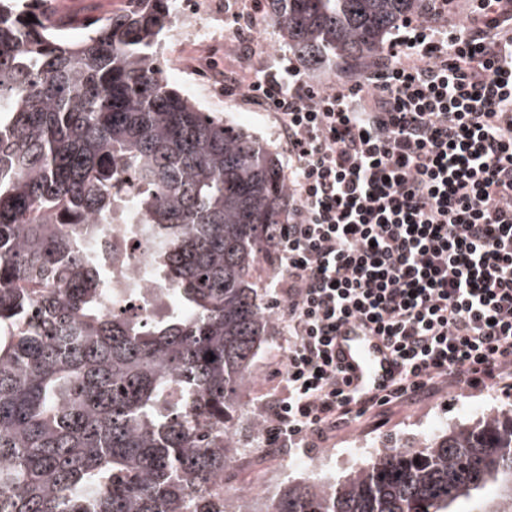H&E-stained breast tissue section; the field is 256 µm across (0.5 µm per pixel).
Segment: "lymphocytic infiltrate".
Wrapping results in <instances>:
<instances>
[{"label":"lymphocytic infiltrate","instance_id":"obj_1","mask_svg":"<svg viewBox=\"0 0 512 512\" xmlns=\"http://www.w3.org/2000/svg\"><path fill=\"white\" fill-rule=\"evenodd\" d=\"M457 2L428 0L352 79L314 89L290 66L244 91L288 146L262 447L316 448L446 389L512 395V0ZM357 318L401 365L361 399L330 349Z\"/></svg>","mask_w":512,"mask_h":512}]
</instances>
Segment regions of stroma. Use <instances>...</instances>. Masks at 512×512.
I'll return each mask as SVG.
<instances>
[{
    "label": "stroma",
    "mask_w": 512,
    "mask_h": 512,
    "mask_svg": "<svg viewBox=\"0 0 512 512\" xmlns=\"http://www.w3.org/2000/svg\"><path fill=\"white\" fill-rule=\"evenodd\" d=\"M231 28L229 19L219 20L205 48L212 89L222 98L217 113L250 131L275 152L280 161H287L288 148L277 132L278 122L273 111L247 99L243 94L244 87L255 73L289 63L299 66L304 75L320 85L328 83L334 74L329 66L299 61L285 44L280 27L265 12L249 14L243 35L248 39L246 50L252 63L247 73L238 80H231L225 71ZM281 353L280 331L275 328L253 363L252 383L246 396L249 416L242 419L237 432L240 463L228 471L225 480L231 490H251V498L239 503L242 512H251L252 508L279 493L287 483L316 476L340 478L351 468L369 460L375 449L419 447L424 434L438 425L479 416L487 408L504 406L507 401L506 396L497 391L463 395L444 393L362 421L348 434L330 439L324 447L307 452L272 453L260 447L249 417L257 413L261 398L276 391L279 382L276 370Z\"/></svg>",
    "instance_id": "obj_1"
}]
</instances>
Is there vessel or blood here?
Instances as JSON below:
<instances>
[{"label": "vessel or blood", "mask_w": 512, "mask_h": 512, "mask_svg": "<svg viewBox=\"0 0 512 512\" xmlns=\"http://www.w3.org/2000/svg\"><path fill=\"white\" fill-rule=\"evenodd\" d=\"M333 350L346 388L356 394L379 389L399 370L388 342L360 320L341 328Z\"/></svg>", "instance_id": "vessel-or-blood-1"}]
</instances>
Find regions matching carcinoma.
Instances as JSON below:
<instances>
[{"instance_id": "cac0c4a2", "label": "carcinoma", "mask_w": 512, "mask_h": 512, "mask_svg": "<svg viewBox=\"0 0 512 512\" xmlns=\"http://www.w3.org/2000/svg\"><path fill=\"white\" fill-rule=\"evenodd\" d=\"M268 2L300 59L346 73L425 0ZM46 3L0 0V512H233L215 481L273 327L256 273L286 223L280 161L165 77L174 0L79 20ZM119 222L149 243L167 312L110 300L97 259ZM470 504L512 512V407L259 512Z\"/></svg>"}]
</instances>
